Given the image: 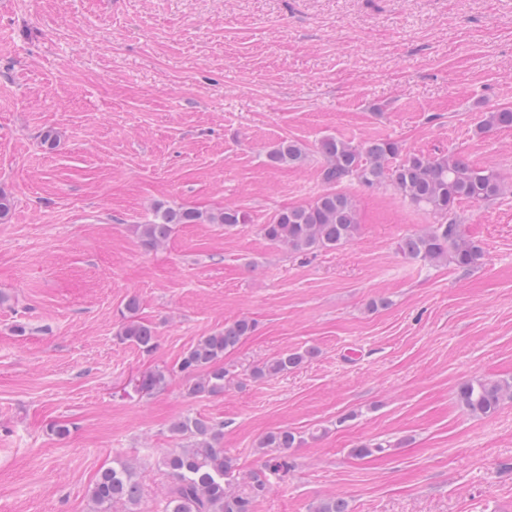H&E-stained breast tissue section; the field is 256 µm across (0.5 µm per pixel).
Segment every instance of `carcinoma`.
<instances>
[{"mask_svg": "<svg viewBox=\"0 0 512 512\" xmlns=\"http://www.w3.org/2000/svg\"><path fill=\"white\" fill-rule=\"evenodd\" d=\"M505 128H512V109L483 113L476 133ZM319 150L325 189L311 203L282 209L271 217L262 225L267 240L296 253L348 243L356 236L360 221L356 203L341 189L342 184L354 179L373 187L387 180L404 199L440 218V223L430 229L405 238L401 244L403 254L429 264L449 261L463 270L481 264V247L462 234L453 214L463 200L483 202L505 194L506 186L497 172L478 168L458 153H405L392 140L355 145L326 137L321 140ZM305 156V147L294 140H283L268 152L269 162L276 166L298 165ZM201 221L222 224L227 229L248 223L249 216L232 207L210 214L185 208L159 209L151 221L138 225L139 237L143 246L156 247L178 225ZM138 308L135 297L125 303L126 314L117 336L150 354L157 347V336L152 327L135 319ZM254 329L252 320L239 318L190 346L177 364V371L190 379L188 395L224 394L231 381L224 357ZM314 354L312 349L278 354L255 366L251 376L261 380L286 374ZM169 376L167 369L146 373L138 378L136 391L142 394L160 391L167 385ZM511 389L504 381L471 379L459 386L457 400L472 414L489 415L497 411L503 393ZM170 432L179 439L190 440V444L168 451L159 460L171 479L165 512H253L255 502L270 492L269 481L260 478L243 490L235 486L234 464L224 456L220 433L209 421L187 416L173 422ZM300 443L301 437L296 433L278 430L261 437L257 448L260 454L270 457L272 471L278 473L288 468V449ZM89 498L92 512H112L117 503L125 505L126 512H140L141 487L136 467L123 461L116 467L101 470L89 488Z\"/></svg>", "mask_w": 512, "mask_h": 512, "instance_id": "cac0c4a2", "label": "carcinoma"}]
</instances>
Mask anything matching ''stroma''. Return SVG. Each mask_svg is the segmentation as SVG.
I'll return each mask as SVG.
<instances>
[{
  "mask_svg": "<svg viewBox=\"0 0 512 512\" xmlns=\"http://www.w3.org/2000/svg\"><path fill=\"white\" fill-rule=\"evenodd\" d=\"M502 108L512 0H0V512H90L97 473L126 459L142 512H164L157 459L183 416L222 424L243 480L268 477L254 512H512V395L491 415L457 401L464 381H512V193L459 205L484 250L471 270L405 257L436 219L385 185L344 183L360 228L342 247L261 232L322 191L327 136L512 180V128L474 133ZM283 139L300 166L269 163ZM227 206L248 223L181 224L156 249L136 233L159 208ZM131 297L153 353L116 335ZM242 317L232 389L188 395L178 359ZM159 368L166 387L137 393ZM282 428L303 443L271 476L257 442ZM315 354L313 349L278 354L260 365L255 366L251 371L253 379L261 380L286 374L312 358Z\"/></svg>",
  "mask_w": 512,
  "mask_h": 512,
  "instance_id": "stroma-1",
  "label": "stroma"
}]
</instances>
